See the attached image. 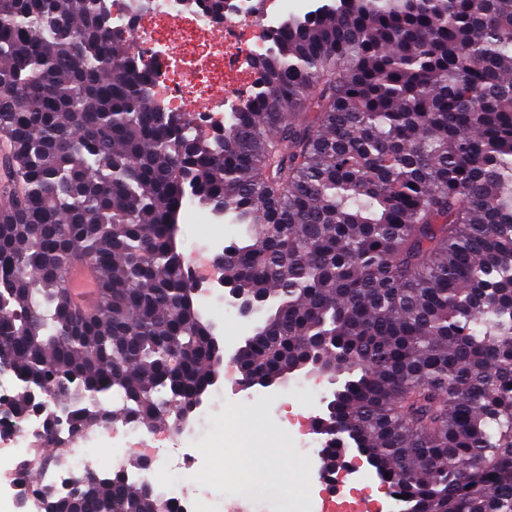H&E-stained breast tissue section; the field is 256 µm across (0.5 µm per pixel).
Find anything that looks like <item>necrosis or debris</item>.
Listing matches in <instances>:
<instances>
[{
    "mask_svg": "<svg viewBox=\"0 0 512 512\" xmlns=\"http://www.w3.org/2000/svg\"><path fill=\"white\" fill-rule=\"evenodd\" d=\"M114 29L133 33V51L151 69L149 91L154 104L166 112L188 113L197 133L211 136L224 126V99L209 94L214 79L244 86L254 79L251 60L265 51L264 32L269 20L288 10V0H231L223 36L211 38V18L188 0H103ZM191 38L206 39L198 53L189 51ZM226 400L223 388L210 391L197 404L196 415L169 426L159 435L140 424L113 422L105 431H84L72 437L57 455L56 464L42 468L40 488L53 492L89 475L123 472L126 451L140 449L147 461L137 469V482L154 487L171 500L177 512H247L234 499L204 506L199 491L190 481H174V471L192 472L201 465L199 448L216 429L214 412ZM54 396H46L41 412L16 421L12 432L0 434V503H16L27 484L19 476L21 465L30 459V448L46 446L44 420L57 411ZM114 447L111 464L96 456L98 445Z\"/></svg>",
    "mask_w": 512,
    "mask_h": 512,
    "instance_id": "obj_1",
    "label": "necrosis or debris"
}]
</instances>
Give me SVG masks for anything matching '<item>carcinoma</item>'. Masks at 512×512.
<instances>
[{"mask_svg":"<svg viewBox=\"0 0 512 512\" xmlns=\"http://www.w3.org/2000/svg\"><path fill=\"white\" fill-rule=\"evenodd\" d=\"M102 0H0V376L48 433L176 421L221 354L178 252L188 199L243 227L224 281L274 305L262 387L344 377L322 428L403 512H512V0H339L290 15L211 139L161 112ZM212 21L225 0H196ZM98 292L74 302L70 271ZM41 512H175L125 474Z\"/></svg>","mask_w":512,"mask_h":512,"instance_id":"carcinoma-1","label":"carcinoma"}]
</instances>
